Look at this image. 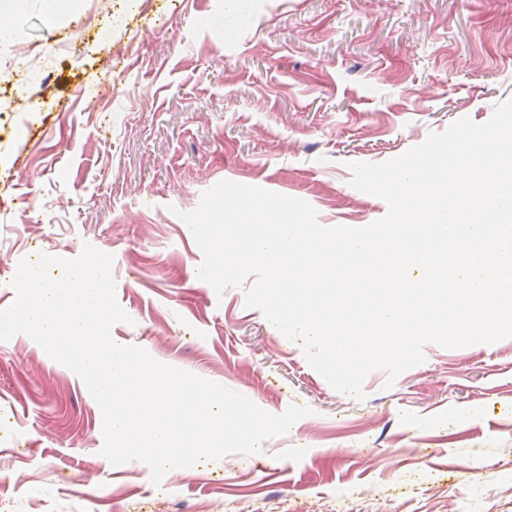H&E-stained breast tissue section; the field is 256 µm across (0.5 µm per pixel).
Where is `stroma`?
<instances>
[{
  "mask_svg": "<svg viewBox=\"0 0 512 512\" xmlns=\"http://www.w3.org/2000/svg\"><path fill=\"white\" fill-rule=\"evenodd\" d=\"M16 26L0 43V310L21 260L88 242L114 257L116 343L268 413H312L156 484L101 456L83 381L18 334L0 341V512H512V337L425 344L357 400L243 289L198 279L175 215L227 179L305 200L325 226L383 218L351 164L512 100V0H75L53 23L31 0Z\"/></svg>",
  "mask_w": 512,
  "mask_h": 512,
  "instance_id": "stroma-1",
  "label": "stroma"
}]
</instances>
